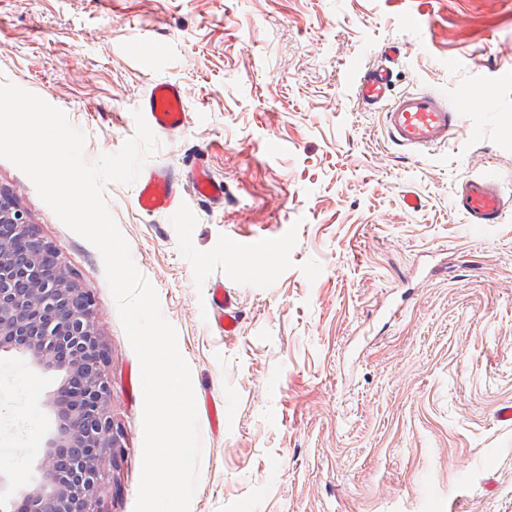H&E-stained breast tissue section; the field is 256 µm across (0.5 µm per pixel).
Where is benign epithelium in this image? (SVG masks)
Returning a JSON list of instances; mask_svg holds the SVG:
<instances>
[{"label":"benign epithelium","mask_w":512,"mask_h":512,"mask_svg":"<svg viewBox=\"0 0 512 512\" xmlns=\"http://www.w3.org/2000/svg\"><path fill=\"white\" fill-rule=\"evenodd\" d=\"M92 292L0 187V352H14L59 380L45 405L54 428L32 484L0 474V512H101L122 433L110 414L108 351Z\"/></svg>","instance_id":"1"}]
</instances>
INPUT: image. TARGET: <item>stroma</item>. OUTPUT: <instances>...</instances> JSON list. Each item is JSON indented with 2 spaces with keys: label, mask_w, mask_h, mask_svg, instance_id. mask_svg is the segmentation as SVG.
Returning a JSON list of instances; mask_svg holds the SVG:
<instances>
[{
  "label": "stroma",
  "mask_w": 512,
  "mask_h": 512,
  "mask_svg": "<svg viewBox=\"0 0 512 512\" xmlns=\"http://www.w3.org/2000/svg\"><path fill=\"white\" fill-rule=\"evenodd\" d=\"M390 44L393 94L468 103L446 144L407 151L359 103L353 73ZM157 80L181 86L187 120L145 171L183 186L205 164L224 203L187 192L183 214L149 215L136 185L103 197L191 370L190 512H512V212L472 232L452 207L470 175L512 195V0H0V84L62 110L86 162L135 134ZM0 187L95 296L124 433L100 500L134 512L141 370L103 259L4 158ZM257 236L279 250L242 249ZM215 282L237 297L235 335ZM56 386L0 354L14 482L36 473ZM209 301L212 308L219 313L221 320H224V333H235L239 328L240 314L233 294L224 289V286L215 285L211 289Z\"/></svg>",
  "instance_id": "obj_1"
}]
</instances>
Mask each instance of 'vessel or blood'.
Segmentation results:
<instances>
[{"label": "vessel or blood", "mask_w": 512, "mask_h": 512, "mask_svg": "<svg viewBox=\"0 0 512 512\" xmlns=\"http://www.w3.org/2000/svg\"><path fill=\"white\" fill-rule=\"evenodd\" d=\"M400 54L399 47L388 46L383 51V63L357 73L356 92L361 104L381 110L390 138L413 152L447 143L458 123V115L467 111L464 102L448 103L433 92H406L392 96L393 72L389 66ZM141 109L148 116L151 130L170 132L186 122L184 93L179 85L159 81L144 99ZM137 202L147 213L171 212L175 209L180 190L173 177L163 171L139 174ZM191 187L203 200L220 203L224 200V184L215 180L205 169H197ZM453 207L466 223L474 227L500 223L512 211V198L506 197L496 175L486 174L464 179L456 192ZM212 308L224 322L225 334L235 333L240 324L237 302L227 289L212 287Z\"/></svg>", "instance_id": "vessel-or-blood-1"}]
</instances>
